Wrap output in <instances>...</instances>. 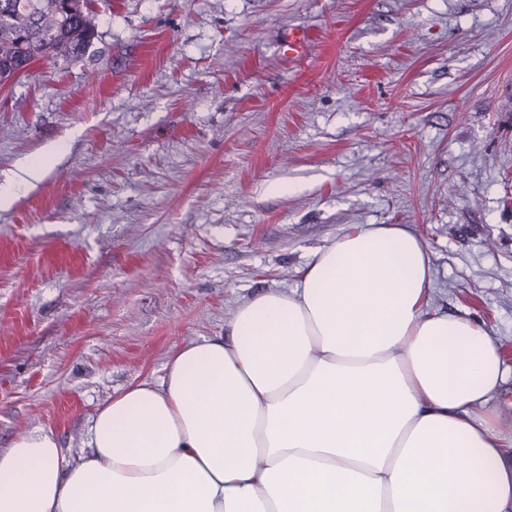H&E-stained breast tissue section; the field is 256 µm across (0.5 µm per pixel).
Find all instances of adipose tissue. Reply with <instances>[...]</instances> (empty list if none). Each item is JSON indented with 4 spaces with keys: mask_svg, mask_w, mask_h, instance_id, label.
<instances>
[{
    "mask_svg": "<svg viewBox=\"0 0 512 512\" xmlns=\"http://www.w3.org/2000/svg\"><path fill=\"white\" fill-rule=\"evenodd\" d=\"M432 284L408 225L356 226L114 393L85 455L44 429L0 448V512H512V374ZM491 405L497 410L502 427L512 429V378L503 389L491 400Z\"/></svg>",
    "mask_w": 512,
    "mask_h": 512,
    "instance_id": "1",
    "label": "adipose tissue"
}]
</instances>
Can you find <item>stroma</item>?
I'll use <instances>...</instances> for the list:
<instances>
[{"label":"stroma","instance_id":"obj_1","mask_svg":"<svg viewBox=\"0 0 512 512\" xmlns=\"http://www.w3.org/2000/svg\"><path fill=\"white\" fill-rule=\"evenodd\" d=\"M76 62L0 85V448L80 456L114 393L359 224H406L433 306L512 370V0H111ZM311 28L305 58L284 54ZM313 44V37L307 27L292 29L284 40L285 52L290 55L304 56ZM46 156L39 160L31 159L23 162L11 175L0 182V207H9L18 194L38 182L45 172Z\"/></svg>","mask_w":512,"mask_h":512}]
</instances>
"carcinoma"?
<instances>
[{"instance_id": "obj_1", "label": "carcinoma", "mask_w": 512, "mask_h": 512, "mask_svg": "<svg viewBox=\"0 0 512 512\" xmlns=\"http://www.w3.org/2000/svg\"><path fill=\"white\" fill-rule=\"evenodd\" d=\"M18 0H0V85L29 65L57 59L78 60L97 36L91 0L69 13L62 0H37L36 13H17Z\"/></svg>"}]
</instances>
